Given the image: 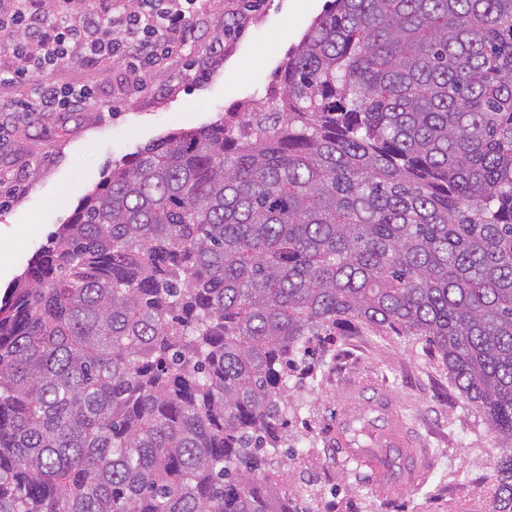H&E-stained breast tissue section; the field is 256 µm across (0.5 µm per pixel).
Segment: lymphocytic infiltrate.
<instances>
[{
  "instance_id": "lymphocytic-infiltrate-1",
  "label": "lymphocytic infiltrate",
  "mask_w": 512,
  "mask_h": 512,
  "mask_svg": "<svg viewBox=\"0 0 512 512\" xmlns=\"http://www.w3.org/2000/svg\"><path fill=\"white\" fill-rule=\"evenodd\" d=\"M193 0H138L127 7L117 0H0V43L13 58L11 80L32 83L36 98L23 104L28 113L75 112L94 97L92 88L74 89L50 81L65 65L89 66L112 59H133L145 76L159 54L183 42Z\"/></svg>"
}]
</instances>
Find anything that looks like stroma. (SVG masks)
Listing matches in <instances>:
<instances>
[{"label": "stroma", "mask_w": 512, "mask_h": 512, "mask_svg": "<svg viewBox=\"0 0 512 512\" xmlns=\"http://www.w3.org/2000/svg\"><path fill=\"white\" fill-rule=\"evenodd\" d=\"M332 0H196L185 43L161 56L142 87L130 63L71 64L50 75L65 87L94 88L79 112L11 117L0 131V297L50 245L82 198L112 165L145 144L208 125L282 90L281 67ZM222 36L224 52L211 42ZM316 373L314 394H302L289 415L301 468L318 479L323 502H368L372 512H488L487 489L497 440L446 371L421 345L397 336H334ZM417 441L411 486L383 496L372 468L346 460L329 430L364 415L377 422L378 394Z\"/></svg>", "instance_id": "1"}]
</instances>
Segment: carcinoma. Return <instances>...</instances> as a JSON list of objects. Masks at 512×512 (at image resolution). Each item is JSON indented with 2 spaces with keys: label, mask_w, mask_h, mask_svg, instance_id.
<instances>
[{
  "label": "carcinoma",
  "mask_w": 512,
  "mask_h": 512,
  "mask_svg": "<svg viewBox=\"0 0 512 512\" xmlns=\"http://www.w3.org/2000/svg\"><path fill=\"white\" fill-rule=\"evenodd\" d=\"M280 100L112 167L0 301V512H314L290 379L428 347L512 512V0H334Z\"/></svg>",
  "instance_id": "carcinoma-1"
}]
</instances>
